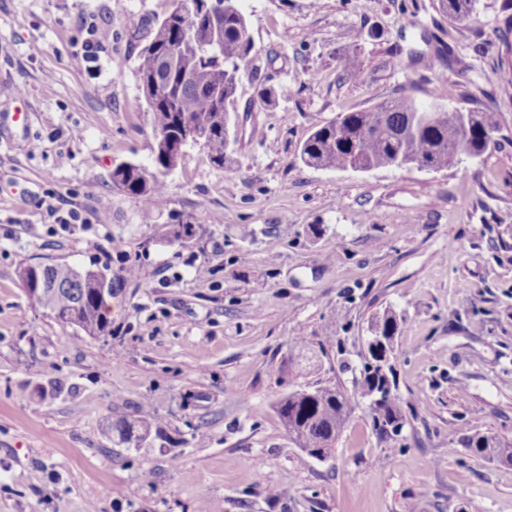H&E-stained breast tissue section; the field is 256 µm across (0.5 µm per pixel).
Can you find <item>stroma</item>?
<instances>
[{
	"label": "stroma",
	"instance_id": "1",
	"mask_svg": "<svg viewBox=\"0 0 512 512\" xmlns=\"http://www.w3.org/2000/svg\"><path fill=\"white\" fill-rule=\"evenodd\" d=\"M237 4L255 70L233 104L232 161L185 148L149 207L112 171L153 165L138 53L171 0H0V512H512V468L462 445L512 442L504 0H477L463 25L440 23L436 0ZM93 22L109 37L90 75L75 56ZM272 84L288 95L260 109ZM414 85L427 106L487 104L501 147L440 171L301 163L313 130ZM51 205L83 223L54 224ZM181 224L190 238L174 239ZM37 263L111 278V334L34 303L18 270ZM387 313L404 420L385 439L359 355ZM297 336L333 337L321 368L292 358ZM316 382L353 409L323 461L274 411ZM145 411L152 436L112 442V421Z\"/></svg>",
	"mask_w": 512,
	"mask_h": 512
}]
</instances>
